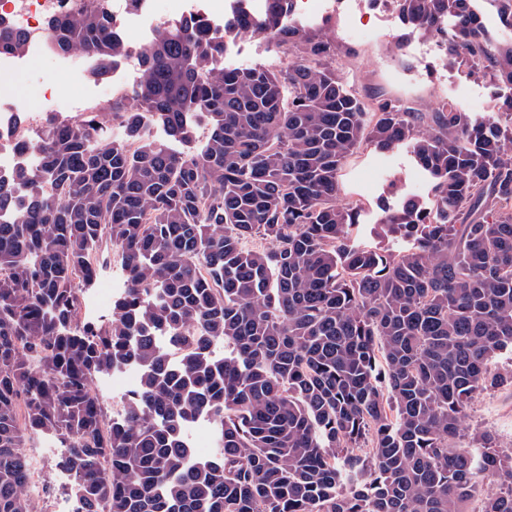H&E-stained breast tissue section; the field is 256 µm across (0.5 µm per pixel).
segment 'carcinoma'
<instances>
[{
	"label": "carcinoma",
	"instance_id": "obj_1",
	"mask_svg": "<svg viewBox=\"0 0 512 512\" xmlns=\"http://www.w3.org/2000/svg\"><path fill=\"white\" fill-rule=\"evenodd\" d=\"M451 66L512 86V43L471 0H393ZM293 0L222 24L158 26L111 112L49 117L35 167L0 174V512H29L32 435L58 439L86 512H512V451L462 441L474 397L512 353V96L482 119L361 95L325 26ZM50 48L107 77L128 48L105 0H70ZM249 33L288 68H224ZM25 37L0 17V52ZM195 150L155 139L160 127ZM119 134H113V128ZM407 145L431 201L360 208L339 172L359 147ZM124 288L112 321L81 319L103 242ZM222 341L224 356L213 355ZM136 367L124 416L93 379ZM214 422L219 453L185 431Z\"/></svg>",
	"mask_w": 512,
	"mask_h": 512
}]
</instances>
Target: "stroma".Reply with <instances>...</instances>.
<instances>
[{
  "label": "stroma",
  "mask_w": 512,
  "mask_h": 512,
  "mask_svg": "<svg viewBox=\"0 0 512 512\" xmlns=\"http://www.w3.org/2000/svg\"><path fill=\"white\" fill-rule=\"evenodd\" d=\"M328 20L337 40L349 50L338 67L358 92L377 91L410 102L423 112L445 100L478 118L492 115L494 105L512 96L510 87L449 67L445 55L432 52L431 38L405 31L400 19L388 14L383 0H359L357 8L331 13ZM56 60V54H49L32 63L31 75L9 77L17 93V112L32 111L44 83L58 81ZM270 62L284 68L288 58L254 37H236L224 54L228 67ZM339 181L341 202H353L361 208L353 236L368 246L378 242L377 222L382 207L429 198V178L405 145L390 150L363 145L348 158ZM467 426L491 433L497 448L511 449L512 384L479 395L468 411ZM27 449L41 461L43 488L41 495L30 496V508L32 512H53L56 503L70 491L69 485L62 483L57 466L63 450L56 439L45 435L32 437Z\"/></svg>",
  "instance_id": "obj_1"
}]
</instances>
